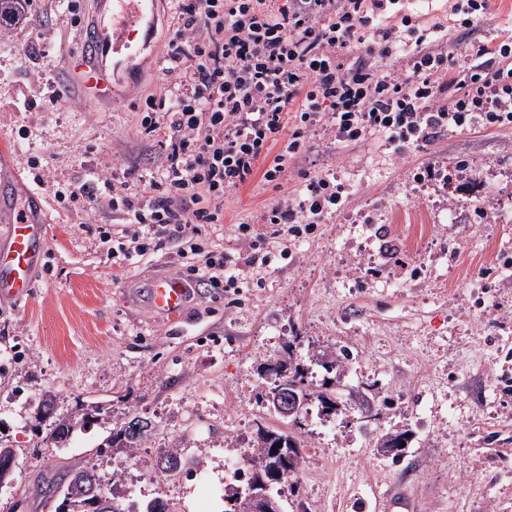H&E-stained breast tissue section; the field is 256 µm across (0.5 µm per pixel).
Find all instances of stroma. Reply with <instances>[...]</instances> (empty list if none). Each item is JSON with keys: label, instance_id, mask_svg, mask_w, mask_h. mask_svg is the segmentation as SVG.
<instances>
[{"label": "stroma", "instance_id": "35a3bbf8", "mask_svg": "<svg viewBox=\"0 0 512 512\" xmlns=\"http://www.w3.org/2000/svg\"><path fill=\"white\" fill-rule=\"evenodd\" d=\"M79 14L57 0H30L10 31L17 50L0 53V148L11 153L15 178L0 184V226L13 202L37 198L35 213L50 227L46 258L28 302L0 301V440L17 450L0 512H53L41 492L46 464L56 472L97 453L100 481L113 483L119 453L103 448L111 424L131 411L159 424L133 449L142 501L160 497L174 512H224L197 484L205 468L224 483V459L239 435L255 439L258 424L276 425L259 396L257 367L277 357L291 337L294 354L314 380L325 370L312 357L347 348L351 362L340 400L362 390L389 400L378 420L362 424L356 410L332 418L333 429L298 430L303 444L295 496L286 512H512V127L443 131L395 156L371 139L339 146L319 129L308 137L281 188L253 179L224 200V221L202 227L203 238L232 258L245 254L238 224L262 223L268 207L293 195L303 174L330 167L348 187L339 212L262 270L261 285L232 294L200 289L184 318L157 320L124 291L127 279L183 270L173 245L137 265L113 263L100 243L122 228L104 209L88 216L64 208L57 186L91 167L150 169L156 140L142 137L148 96L166 94L158 69L141 76L130 98L111 104L49 92L69 83L65 60L78 48ZM457 0H398L386 15L409 17L430 47L453 48L461 67L482 43L505 40L512 0H491L489 14L457 25ZM39 161L42 183L30 165ZM468 164L466 192L442 180L415 181L417 169ZM491 204L497 219L483 216ZM49 394L57 415L77 403L102 404L97 424L76 428L70 444L43 448L32 403ZM410 430L405 456L377 453L379 435ZM180 448L186 464L162 479L158 449Z\"/></svg>", "mask_w": 512, "mask_h": 512}]
</instances>
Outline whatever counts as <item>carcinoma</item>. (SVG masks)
Returning a JSON list of instances; mask_svg holds the SVG:
<instances>
[{"mask_svg":"<svg viewBox=\"0 0 512 512\" xmlns=\"http://www.w3.org/2000/svg\"><path fill=\"white\" fill-rule=\"evenodd\" d=\"M316 359L321 361V366L325 370H335L343 372L346 367V360L349 359V353L345 350L331 351L329 353L320 352ZM288 391L302 396L306 399V407L300 418L292 421V424L298 428L303 426L302 419L309 414V404L315 402L321 412H330L336 414L337 391L339 385L338 378L323 380L318 384L309 378V368L299 364L288 367ZM54 401L48 398L44 401V414L52 418L48 424V430L43 434L42 444L45 448H59L65 445L73 433L71 420L64 417H53ZM158 421L150 416L141 413H128L121 422L112 427L106 438L105 446L123 452L140 448L149 440L152 432L156 428ZM411 442L410 431L399 430L387 432L377 438L375 448L381 454L392 453V458L399 459L403 456L405 447L403 444ZM301 443L290 432L286 433L270 429L263 425H258L256 431V440L253 448L256 459L267 458V464L271 467H277L283 461V457H288L289 469L285 472L284 479L277 482H271L268 486L259 487V490L267 496L268 499L275 502L278 506H283L282 497L289 488V492H294L295 486L292 483V477L296 476L299 470L301 453L299 451ZM68 472L77 475L75 480H67L62 491L55 498V512H97L91 491L106 494L112 497V492L105 491L97 478L96 464L92 459L81 460L68 468Z\"/></svg>","mask_w":512,"mask_h":512,"instance_id":"1","label":"carcinoma"}]
</instances>
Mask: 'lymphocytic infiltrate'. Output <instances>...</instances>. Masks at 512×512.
Returning a JSON list of instances; mask_svg holds the SVG:
<instances>
[{
	"label": "lymphocytic infiltrate",
	"instance_id": "lymphocytic-infiltrate-1",
	"mask_svg": "<svg viewBox=\"0 0 512 512\" xmlns=\"http://www.w3.org/2000/svg\"><path fill=\"white\" fill-rule=\"evenodd\" d=\"M395 0H181V24L162 71L169 93L147 99L145 137L164 150L151 175L89 172L57 188L58 201L87 214L103 201L125 226L113 249L122 265L170 242L198 286L239 290L242 278L201 227L224 220V198L253 177L275 186L307 150V132L329 126L337 143L372 136L418 147L438 132L474 124L512 127V44L477 46L472 71L453 52L406 50L403 31L371 28ZM279 154H271V147ZM345 188L333 170L263 216L272 237L238 230L249 267L269 266L271 242L287 257L289 238L335 215Z\"/></svg>",
	"mask_w": 512,
	"mask_h": 512
}]
</instances>
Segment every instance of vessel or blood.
I'll return each mask as SVG.
<instances>
[{"label": "vessel or blood", "instance_id": "b4317fda", "mask_svg": "<svg viewBox=\"0 0 512 512\" xmlns=\"http://www.w3.org/2000/svg\"><path fill=\"white\" fill-rule=\"evenodd\" d=\"M150 2L94 0L93 23L82 36L78 53L66 61L77 78L79 94L100 102L121 98L125 81L136 73L137 58L156 34V21L148 16ZM46 235L45 224L27 209L12 216L6 234L0 236V299L30 297ZM126 288L150 312L171 321L181 318L197 294L190 280L169 275L143 284L131 280Z\"/></svg>", "mask_w": 512, "mask_h": 512}]
</instances>
